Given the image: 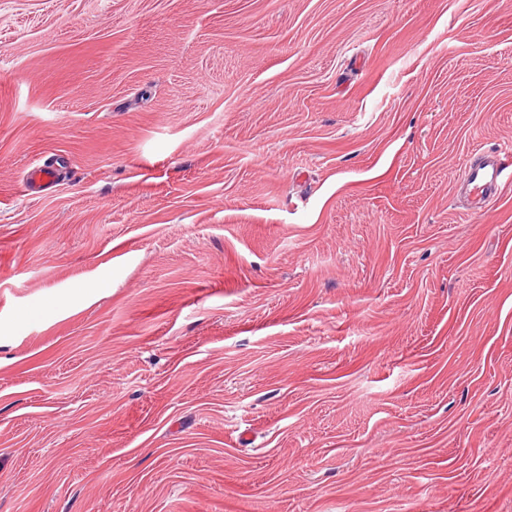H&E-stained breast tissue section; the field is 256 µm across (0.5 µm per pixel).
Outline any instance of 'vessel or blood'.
Here are the masks:
<instances>
[{
	"instance_id": "1",
	"label": "vessel or blood",
	"mask_w": 512,
	"mask_h": 512,
	"mask_svg": "<svg viewBox=\"0 0 512 512\" xmlns=\"http://www.w3.org/2000/svg\"><path fill=\"white\" fill-rule=\"evenodd\" d=\"M466 187L467 211L472 215L488 213L512 176L506 175L504 159L499 152L475 150L459 176Z\"/></svg>"
}]
</instances>
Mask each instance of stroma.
I'll return each instance as SVG.
<instances>
[{
	"instance_id": "1",
	"label": "stroma",
	"mask_w": 512,
	"mask_h": 512,
	"mask_svg": "<svg viewBox=\"0 0 512 512\" xmlns=\"http://www.w3.org/2000/svg\"><path fill=\"white\" fill-rule=\"evenodd\" d=\"M477 148L512 0H0V512H512Z\"/></svg>"
}]
</instances>
